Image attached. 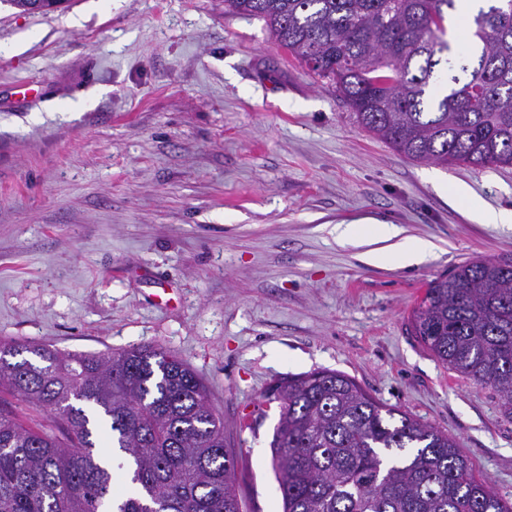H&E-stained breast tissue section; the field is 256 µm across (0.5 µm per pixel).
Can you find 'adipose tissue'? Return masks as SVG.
Here are the masks:
<instances>
[{
    "label": "adipose tissue",
    "mask_w": 512,
    "mask_h": 512,
    "mask_svg": "<svg viewBox=\"0 0 512 512\" xmlns=\"http://www.w3.org/2000/svg\"><path fill=\"white\" fill-rule=\"evenodd\" d=\"M365 235L385 244L384 249L371 252V259H386L401 266L422 262L433 249L429 241L403 238L400 228L393 224H382L371 231L357 224H340L336 227V236L343 241Z\"/></svg>",
    "instance_id": "adipose-tissue-1"
}]
</instances>
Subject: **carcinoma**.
Wrapping results in <instances>:
<instances>
[{
	"label": "carcinoma",
	"instance_id": "1",
	"mask_svg": "<svg viewBox=\"0 0 512 512\" xmlns=\"http://www.w3.org/2000/svg\"><path fill=\"white\" fill-rule=\"evenodd\" d=\"M455 0H224L327 79L370 133L408 158L512 166V0L479 10L468 50L444 39ZM413 336L497 394L512 420V261L431 280ZM0 389L53 413L33 429L0 408V512H240L235 458L202 377L154 346L63 352L0 342ZM268 399L283 512H512L455 440L322 369ZM104 426L114 463L97 455ZM60 433H55V430Z\"/></svg>",
	"mask_w": 512,
	"mask_h": 512
}]
</instances>
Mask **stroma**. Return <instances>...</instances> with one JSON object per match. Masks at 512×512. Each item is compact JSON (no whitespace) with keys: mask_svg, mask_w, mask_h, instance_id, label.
<instances>
[{"mask_svg":"<svg viewBox=\"0 0 512 512\" xmlns=\"http://www.w3.org/2000/svg\"><path fill=\"white\" fill-rule=\"evenodd\" d=\"M461 187L512 210V166L398 153L224 0H0V341L189 363L224 417L241 512H282L268 388L320 369L455 438L512 502V420L407 327L435 277L512 261V224L475 220ZM352 223L434 249L372 260L367 239H337Z\"/></svg>","mask_w":512,"mask_h":512,"instance_id":"1","label":"stroma"}]
</instances>
